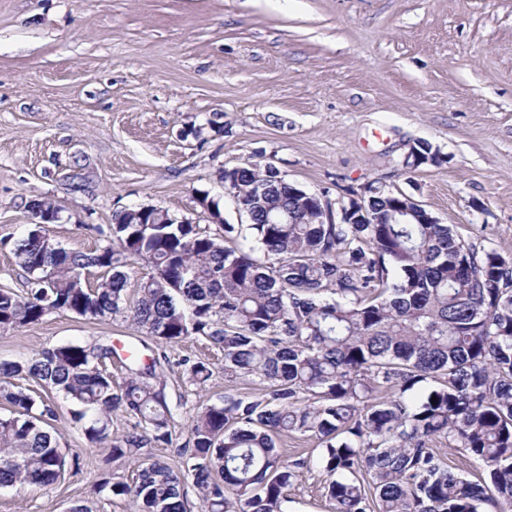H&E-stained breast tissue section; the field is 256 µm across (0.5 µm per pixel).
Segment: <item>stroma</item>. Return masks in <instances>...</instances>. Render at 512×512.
Returning a JSON list of instances; mask_svg holds the SVG:
<instances>
[{"mask_svg": "<svg viewBox=\"0 0 512 512\" xmlns=\"http://www.w3.org/2000/svg\"><path fill=\"white\" fill-rule=\"evenodd\" d=\"M419 140L445 163L403 169ZM247 162L334 205L381 182L477 247L512 250V0H0V239L26 236L40 197L60 207L54 242L84 253L129 207L205 225V194L237 224L221 173ZM101 336L141 334L51 313L0 333V362ZM166 353L216 365L197 393L165 371L181 426L223 398L221 355L192 339ZM69 409L51 431L80 471L0 489V512H131L92 495L99 455ZM326 481L301 469L287 512H333Z\"/></svg>", "mask_w": 512, "mask_h": 512, "instance_id": "stroma-1", "label": "stroma"}]
</instances>
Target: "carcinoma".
Wrapping results in <instances>:
<instances>
[{"label": "carcinoma", "mask_w": 512, "mask_h": 512, "mask_svg": "<svg viewBox=\"0 0 512 512\" xmlns=\"http://www.w3.org/2000/svg\"><path fill=\"white\" fill-rule=\"evenodd\" d=\"M444 162L419 140L403 167ZM222 177L249 223L168 224L165 209L132 207L95 228L91 253L33 225L12 247L28 288H0V331L52 312L120 317L160 347L203 341L223 355L225 381L255 379L262 395L195 409L176 471L149 452L173 443L167 355L146 363L145 342L119 352L109 338L45 347L0 365V488L50 489L79 472L48 429L60 395L103 452L93 494L133 512H189V481L201 512H285L312 464L329 476L334 512H512V255L426 210L396 214L404 198L381 185L322 224L318 194L270 164ZM135 265L146 272L131 295L124 269ZM114 359L127 371L118 384ZM179 365L190 389L213 375L208 361ZM119 413L132 428L114 436ZM300 436L319 441L316 462L279 452ZM443 447L480 460L488 482L454 472ZM120 460L138 462L132 480L110 471Z\"/></svg>", "instance_id": "carcinoma-1"}]
</instances>
